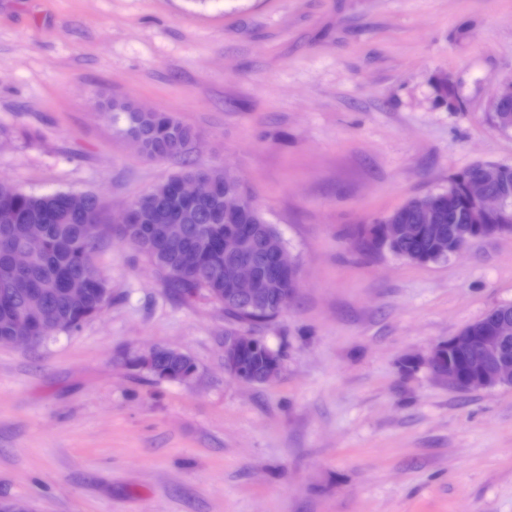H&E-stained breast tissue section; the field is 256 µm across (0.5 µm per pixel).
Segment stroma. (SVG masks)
<instances>
[{
  "label": "stroma",
  "instance_id": "35a3bbf8",
  "mask_svg": "<svg viewBox=\"0 0 512 512\" xmlns=\"http://www.w3.org/2000/svg\"><path fill=\"white\" fill-rule=\"evenodd\" d=\"M448 74L463 102L434 101ZM512 79V0H0V181L96 193L102 223L186 164L226 167L275 225L299 288L254 335L279 375L224 372L233 324L119 235L109 303L79 330L0 346V501L32 512H512V387L402 373L512 304V234L445 263L359 252L353 233L511 162L487 103ZM175 116L196 139L149 159L97 106ZM197 372L131 364L151 347ZM192 366L195 365L186 354L162 347L155 355L154 368L149 372L159 378L171 381H180V378L183 376L181 382L187 383L196 375V368L187 372Z\"/></svg>",
  "mask_w": 512,
  "mask_h": 512
}]
</instances>
